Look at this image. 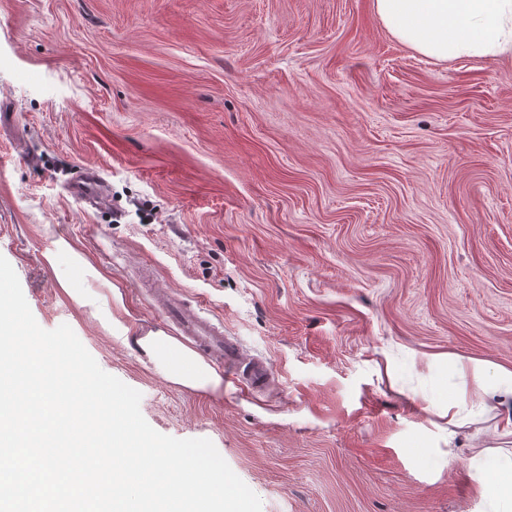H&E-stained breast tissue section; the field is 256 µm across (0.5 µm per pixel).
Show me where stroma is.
<instances>
[{"mask_svg":"<svg viewBox=\"0 0 512 512\" xmlns=\"http://www.w3.org/2000/svg\"><path fill=\"white\" fill-rule=\"evenodd\" d=\"M0 255L262 512H490L502 408L436 410L454 360L512 370V58L426 59L372 0H0ZM146 269L274 381L159 376ZM71 193L77 198L98 207L107 206L109 203L103 188L102 178L91 168L79 169L72 183ZM274 374L272 364L263 359H256L248 367L247 375L244 378L246 386L258 389L266 385L270 377Z\"/></svg>","mask_w":512,"mask_h":512,"instance_id":"stroma-1","label":"stroma"}]
</instances>
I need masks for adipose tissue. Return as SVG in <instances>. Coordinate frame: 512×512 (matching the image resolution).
<instances>
[{
	"instance_id": "obj_1",
	"label": "adipose tissue",
	"mask_w": 512,
	"mask_h": 512,
	"mask_svg": "<svg viewBox=\"0 0 512 512\" xmlns=\"http://www.w3.org/2000/svg\"><path fill=\"white\" fill-rule=\"evenodd\" d=\"M373 6L389 34L423 56L448 61L512 54V0H373ZM137 344L166 379L194 389L221 388V376L170 337L152 333ZM453 371L459 380H479L483 395L497 403L512 400L511 370L498 371L492 382L476 364L457 361ZM476 466L491 474L481 484L483 496L496 512H512V456L501 448Z\"/></svg>"
}]
</instances>
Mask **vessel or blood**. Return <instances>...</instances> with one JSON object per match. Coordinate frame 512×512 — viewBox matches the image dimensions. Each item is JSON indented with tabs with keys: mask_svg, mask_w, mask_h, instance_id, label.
Listing matches in <instances>:
<instances>
[{
	"mask_svg": "<svg viewBox=\"0 0 512 512\" xmlns=\"http://www.w3.org/2000/svg\"><path fill=\"white\" fill-rule=\"evenodd\" d=\"M71 192L77 198L98 207L108 203L103 181L92 169H79ZM156 308L182 341L196 348L213 365L223 368L226 381H242L246 386L258 389L265 386L273 375L274 369L269 361L256 359L251 365H244L241 348L225 336L223 326L203 317L199 310L185 305L176 296L159 292Z\"/></svg>",
	"mask_w": 512,
	"mask_h": 512,
	"instance_id": "1",
	"label": "vessel or blood"
}]
</instances>
